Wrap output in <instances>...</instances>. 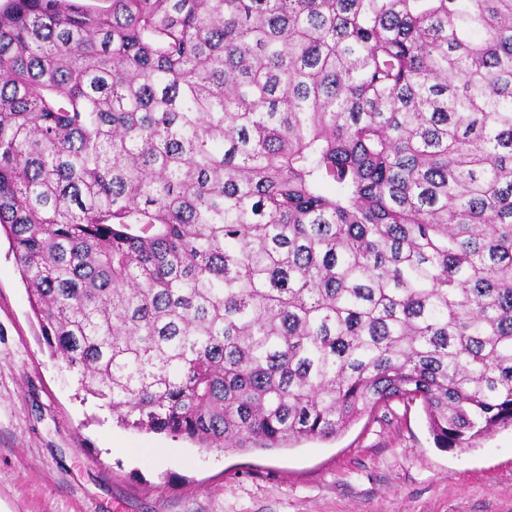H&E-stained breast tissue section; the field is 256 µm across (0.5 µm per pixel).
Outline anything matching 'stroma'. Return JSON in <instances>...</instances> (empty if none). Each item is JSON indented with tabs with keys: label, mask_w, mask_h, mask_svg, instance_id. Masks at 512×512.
Here are the masks:
<instances>
[{
	"label": "stroma",
	"mask_w": 512,
	"mask_h": 512,
	"mask_svg": "<svg viewBox=\"0 0 512 512\" xmlns=\"http://www.w3.org/2000/svg\"><path fill=\"white\" fill-rule=\"evenodd\" d=\"M0 512H512V430L441 448L418 400L248 453L124 427L51 357L1 236Z\"/></svg>",
	"instance_id": "obj_1"
}]
</instances>
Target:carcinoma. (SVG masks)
I'll list each match as a JSON object with an SVG mask.
<instances>
[{"mask_svg": "<svg viewBox=\"0 0 512 512\" xmlns=\"http://www.w3.org/2000/svg\"><path fill=\"white\" fill-rule=\"evenodd\" d=\"M108 2L0 7V229L84 396L238 452L512 428V0Z\"/></svg>", "mask_w": 512, "mask_h": 512, "instance_id": "obj_1", "label": "carcinoma"}]
</instances>
